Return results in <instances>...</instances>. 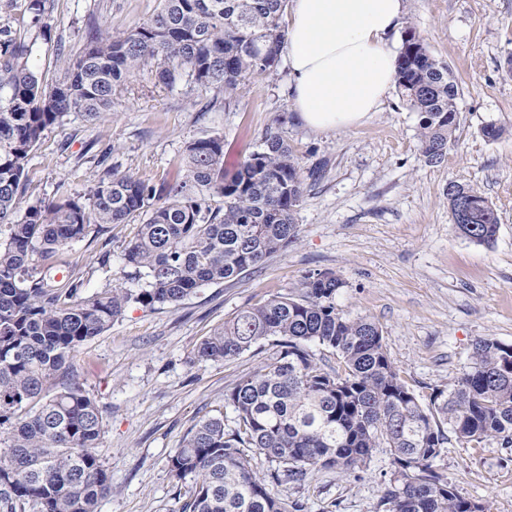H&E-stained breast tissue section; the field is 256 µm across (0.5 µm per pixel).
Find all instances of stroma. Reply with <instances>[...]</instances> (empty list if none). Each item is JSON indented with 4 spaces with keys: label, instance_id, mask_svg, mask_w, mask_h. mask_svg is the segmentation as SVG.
I'll return each instance as SVG.
<instances>
[{
    "label": "stroma",
    "instance_id": "35a3bbf8",
    "mask_svg": "<svg viewBox=\"0 0 512 512\" xmlns=\"http://www.w3.org/2000/svg\"><path fill=\"white\" fill-rule=\"evenodd\" d=\"M158 0H52L51 38L32 59L46 83L64 80L63 56L85 47L87 18L119 32L150 18ZM413 30L456 80L457 139L444 160L425 162L418 115L391 90L379 110L346 129L314 131L293 111L287 59L232 103L192 83L154 88L148 73L132 78L130 94L91 120L72 112L46 131L26 165L23 202L85 194L104 171L158 182L173 177L186 146L224 138L227 164L255 150L267 128L281 126L308 181L296 214L295 243L239 280L209 284L177 307L128 306L104 335L86 342L69 375L103 411L100 452L112 493L99 512H175L178 487L168 464L187 430L206 415L232 419L226 401L236 379L275 351L271 342L231 361L196 356L201 341L246 306L297 289L309 272L330 270L343 280L336 306L369 317L401 379L422 404L448 389L469 366L479 340L512 343V0H403L401 47ZM503 127L500 138L485 125ZM471 187L496 210L495 240L477 245L456 232L444 191ZM136 224L90 231L64 253L80 272L85 293L131 287L123 250ZM462 496L490 512H512V447L483 448L449 439L432 462ZM389 449H374L359 476L321 470L302 485L276 492L301 501L303 512H378L393 479Z\"/></svg>",
    "mask_w": 512,
    "mask_h": 512
}]
</instances>
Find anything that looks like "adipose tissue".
Returning <instances> with one entry per match:
<instances>
[{
  "instance_id": "1",
  "label": "adipose tissue",
  "mask_w": 512,
  "mask_h": 512,
  "mask_svg": "<svg viewBox=\"0 0 512 512\" xmlns=\"http://www.w3.org/2000/svg\"><path fill=\"white\" fill-rule=\"evenodd\" d=\"M402 0H290L292 108L310 128L337 130L377 111L397 55L388 44Z\"/></svg>"
}]
</instances>
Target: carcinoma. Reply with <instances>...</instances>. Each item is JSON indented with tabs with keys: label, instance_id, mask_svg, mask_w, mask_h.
Instances as JSON below:
<instances>
[{
	"label": "carcinoma",
	"instance_id": "carcinoma-1",
	"mask_svg": "<svg viewBox=\"0 0 512 512\" xmlns=\"http://www.w3.org/2000/svg\"><path fill=\"white\" fill-rule=\"evenodd\" d=\"M51 0H30L27 20L0 28V506L6 512H98L112 490L99 448L105 429L97 402L77 382L53 390L73 353L102 335L131 304L175 307L208 283L241 278L298 238L295 214L305 172L279 127L266 130L243 162L224 167V137L189 143L171 179L158 184L106 172L80 197L20 208L29 154L70 112L90 119L112 111L130 79L147 70L172 89L190 78L231 99L272 74L286 42L287 0H161L159 11L126 32L87 26L83 52L67 76L44 84L31 64L50 37ZM396 83L418 114L420 152L443 161L460 127L457 84L411 29L398 55ZM445 193L467 223L455 228L488 245L499 218L488 201L452 181ZM141 220L124 248L138 287L82 296L74 275L55 279L64 250L94 226ZM344 281L306 275L224 321L198 346L203 360L230 361L263 341L277 351L240 376L224 416L199 421L169 461L177 484L192 480L178 512H302L272 486L305 483L320 470L362 471L372 450L391 449L395 477L380 512H488L432 469L451 433L461 442L512 447V344L479 341L468 369L423 406L402 381L379 325L336 308ZM336 355L325 368L311 346ZM262 456L276 464L263 476Z\"/></svg>",
	"mask_w": 512,
	"mask_h": 512
}]
</instances>
